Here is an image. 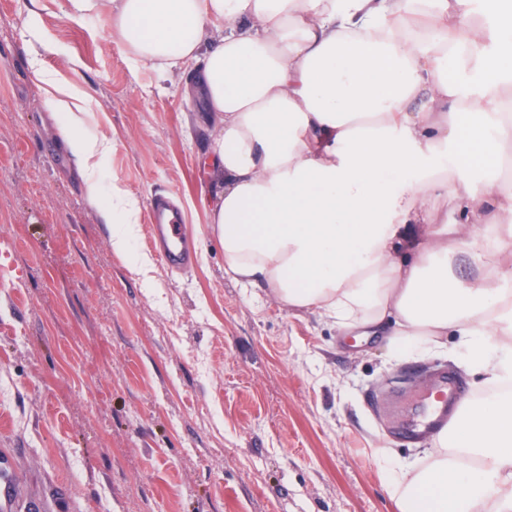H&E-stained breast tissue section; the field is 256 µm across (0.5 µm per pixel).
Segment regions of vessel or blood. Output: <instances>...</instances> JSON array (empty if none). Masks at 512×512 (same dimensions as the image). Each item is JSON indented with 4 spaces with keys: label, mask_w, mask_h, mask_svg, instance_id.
Here are the masks:
<instances>
[{
    "label": "vessel or blood",
    "mask_w": 512,
    "mask_h": 512,
    "mask_svg": "<svg viewBox=\"0 0 512 512\" xmlns=\"http://www.w3.org/2000/svg\"><path fill=\"white\" fill-rule=\"evenodd\" d=\"M148 228L151 247L169 268L184 270L192 265L195 249L185 237L182 214L177 208L166 200H156L149 210ZM435 383L436 404L427 420L436 428L447 424L459 382L443 370L436 374Z\"/></svg>",
    "instance_id": "vessel-or-blood-1"
}]
</instances>
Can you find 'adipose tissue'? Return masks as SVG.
Instances as JSON below:
<instances>
[{
    "mask_svg": "<svg viewBox=\"0 0 512 512\" xmlns=\"http://www.w3.org/2000/svg\"><path fill=\"white\" fill-rule=\"evenodd\" d=\"M68 0L106 13L138 63L191 69L215 118L207 210L226 272L399 357L457 336L481 376L415 472L401 512H512V4L487 0ZM455 146L462 161L437 162ZM397 182H390V175ZM455 206L461 219L441 223ZM139 202L112 194L124 254ZM501 229L488 264L480 227Z\"/></svg>",
    "mask_w": 512,
    "mask_h": 512,
    "instance_id": "ef3b65f1",
    "label": "adipose tissue"
}]
</instances>
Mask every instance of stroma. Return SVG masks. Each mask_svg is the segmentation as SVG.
<instances>
[{
	"label": "stroma",
	"instance_id": "1",
	"mask_svg": "<svg viewBox=\"0 0 512 512\" xmlns=\"http://www.w3.org/2000/svg\"><path fill=\"white\" fill-rule=\"evenodd\" d=\"M66 8L0 0V483L17 490L0 512H400L388 477L431 443L399 426L437 369L472 389L456 337L396 359L225 272L204 103L136 64L107 15ZM56 85L107 145L88 167ZM116 188L140 204L124 256L100 216ZM160 195L195 243L187 271L147 244ZM54 93H52V105L56 112H63L66 116V128L65 135L73 146V138L72 134L74 133L79 125V117L77 113L73 110L74 104H72L69 99L72 98L69 92H64L57 87H52ZM56 93V94H55Z\"/></svg>",
	"mask_w": 512,
	"mask_h": 512
}]
</instances>
